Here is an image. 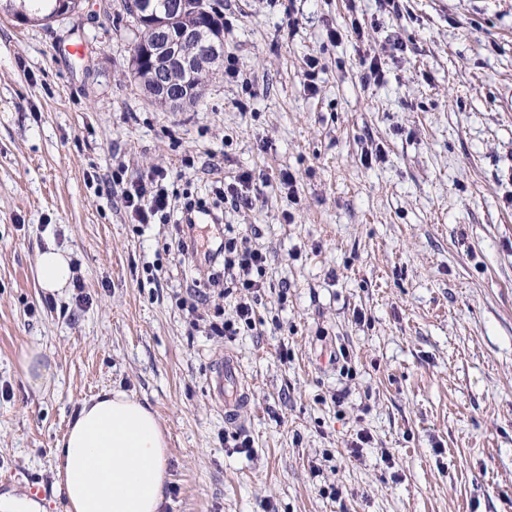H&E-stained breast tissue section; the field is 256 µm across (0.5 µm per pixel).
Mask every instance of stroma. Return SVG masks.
I'll use <instances>...</instances> for the list:
<instances>
[{
  "mask_svg": "<svg viewBox=\"0 0 512 512\" xmlns=\"http://www.w3.org/2000/svg\"><path fill=\"white\" fill-rule=\"evenodd\" d=\"M223 13L242 75L176 112L131 70L123 0L47 27L0 13V493L64 512L55 445L118 388L167 432L163 512H512V0ZM156 168L207 200L251 172V203L183 257L121 202ZM228 224L268 264L260 325L217 336L235 298L205 271ZM49 243L81 280L57 299L35 277ZM32 347L48 388L25 379ZM226 355L247 391L232 423L209 397ZM43 351L39 348L28 350L23 356V367L26 381L33 388L48 387L56 372L54 365L46 363Z\"/></svg>",
  "mask_w": 512,
  "mask_h": 512,
  "instance_id": "obj_1",
  "label": "stroma"
}]
</instances>
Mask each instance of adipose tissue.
Instances as JSON below:
<instances>
[{"label": "adipose tissue", "mask_w": 512, "mask_h": 512, "mask_svg": "<svg viewBox=\"0 0 512 512\" xmlns=\"http://www.w3.org/2000/svg\"><path fill=\"white\" fill-rule=\"evenodd\" d=\"M74 277L71 258L47 245L36 280L62 295ZM54 487L65 512H162L169 480L164 430L152 409L121 390L83 401L54 450Z\"/></svg>", "instance_id": "adipose-tissue-1"}]
</instances>
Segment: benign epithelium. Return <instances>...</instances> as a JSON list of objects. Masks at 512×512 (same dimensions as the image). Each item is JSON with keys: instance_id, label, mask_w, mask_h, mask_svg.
Segmentation results:
<instances>
[{"instance_id": "7a95c632", "label": "benign epithelium", "mask_w": 512, "mask_h": 512, "mask_svg": "<svg viewBox=\"0 0 512 512\" xmlns=\"http://www.w3.org/2000/svg\"><path fill=\"white\" fill-rule=\"evenodd\" d=\"M184 8V0H167L162 11L156 9L153 0H139L136 6L145 23L159 31L152 47L146 49L153 61L151 71L144 78V90L149 98L162 102L171 110H182L190 105L195 89L187 81L175 89L167 81V75L178 70L185 76H191L199 69L213 67L224 54L222 34L212 37L203 30L171 29L169 18ZM186 41L195 44L194 54L182 52L181 46Z\"/></svg>"}]
</instances>
